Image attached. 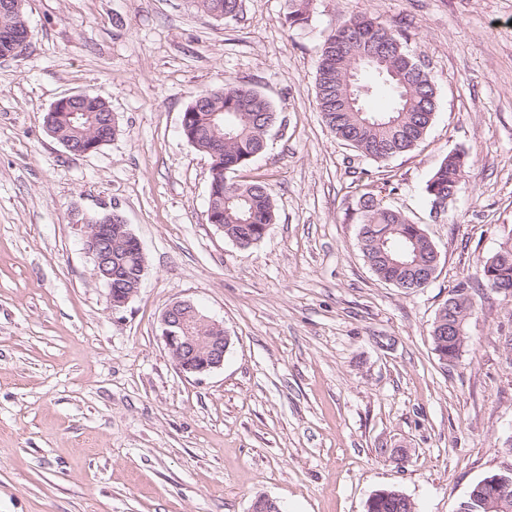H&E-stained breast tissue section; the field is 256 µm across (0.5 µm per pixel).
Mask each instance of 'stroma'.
<instances>
[{
	"label": "stroma",
	"instance_id": "35a3bbf8",
	"mask_svg": "<svg viewBox=\"0 0 512 512\" xmlns=\"http://www.w3.org/2000/svg\"><path fill=\"white\" fill-rule=\"evenodd\" d=\"M243 0L224 23L186 0H25L28 47L0 59V512H365L395 489L415 512H457L512 468V296L480 265L512 234V0ZM352 16L407 35L436 88L419 145L375 161L317 110L321 42ZM277 110L242 180L276 221L240 249L207 221L210 160L181 134L193 92L225 79ZM107 102L121 133L77 156L44 115L61 96ZM467 167L447 211L425 184L448 152ZM422 224L440 254L406 295L358 245L359 200ZM118 211L147 264L113 310L75 213ZM476 314L457 359L432 349L458 282ZM223 323L222 367L180 373L166 307Z\"/></svg>",
	"mask_w": 512,
	"mask_h": 512
}]
</instances>
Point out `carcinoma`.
I'll list each match as a JSON object with an SVG mask.
<instances>
[{
    "instance_id": "obj_1",
    "label": "carcinoma",
    "mask_w": 512,
    "mask_h": 512,
    "mask_svg": "<svg viewBox=\"0 0 512 512\" xmlns=\"http://www.w3.org/2000/svg\"><path fill=\"white\" fill-rule=\"evenodd\" d=\"M191 8L211 16L224 14V20L237 19L242 0H188ZM310 0H288L286 23L302 27L308 21ZM371 70L379 82L388 87L394 98L391 111L375 113L364 106V99L374 85L357 82L349 89V75L355 68ZM316 99L322 120L336 138L347 142L362 155L384 161L414 149L426 135L435 110L436 92L429 72L422 68L406 48L402 34L367 17L344 21L323 42L315 77ZM191 120L187 141L206 153L214 145L212 139L192 135L206 124V115L216 114L215 122L226 135L218 166L224 169L214 197L209 204L219 210L224 236L239 237L254 233L262 239L263 226L276 218L275 199L269 186L261 181L235 179V172L247 166L266 145L267 122L275 112L269 98L248 83L224 81L217 89H201L191 96ZM81 115L74 122L65 111H56L53 121L65 134L75 139H88L97 126L106 121L109 106L97 96L79 107ZM466 168L465 155L450 152L427 180L425 192L435 195L457 193ZM364 209L362 226L369 237L361 239V249L369 259L374 274L382 281L412 283L418 274L434 261L431 241L420 224L407 216L381 206L374 195L361 196ZM486 286H512V238L503 242L497 253L481 267ZM450 298L461 311L474 315L475 303L468 282H459ZM448 328V315L440 316V326L432 327L430 338L440 360L458 358L467 344L466 335H437L438 328ZM485 487L473 484L463 503L464 512H485ZM366 512H414L410 500L395 489H384L366 502Z\"/></svg>"
}]
</instances>
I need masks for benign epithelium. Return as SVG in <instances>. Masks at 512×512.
<instances>
[{
  "label": "benign epithelium",
  "mask_w": 512,
  "mask_h": 512,
  "mask_svg": "<svg viewBox=\"0 0 512 512\" xmlns=\"http://www.w3.org/2000/svg\"><path fill=\"white\" fill-rule=\"evenodd\" d=\"M116 125L114 113H109L95 137L78 144L63 141L68 151L75 155H87L114 140L112 127ZM113 212L102 218L84 217L78 220L84 229V245L93 262V276L107 289L109 306L116 310L125 306L139 291L141 278L126 283L121 264L113 255V249L141 246L138 238L126 223L114 224ZM160 333L177 369L183 374H205L224 365L229 338L224 326L204 314L187 300L170 304L160 319Z\"/></svg>",
  "instance_id": "benign-epithelium-1"
}]
</instances>
